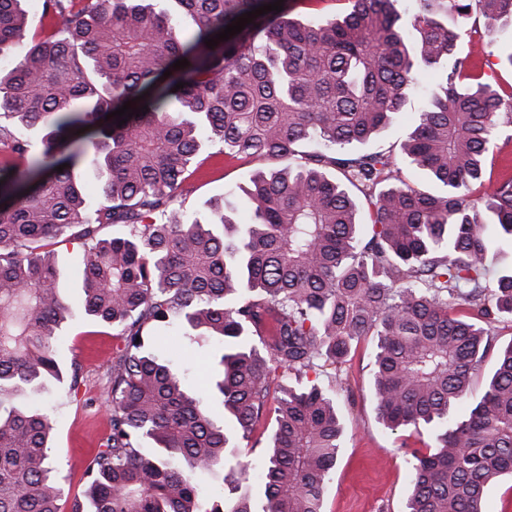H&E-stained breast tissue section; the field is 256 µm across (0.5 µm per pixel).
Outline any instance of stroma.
<instances>
[{
	"label": "stroma",
	"mask_w": 512,
	"mask_h": 512,
	"mask_svg": "<svg viewBox=\"0 0 512 512\" xmlns=\"http://www.w3.org/2000/svg\"><path fill=\"white\" fill-rule=\"evenodd\" d=\"M199 161L197 171L177 189L178 201L205 217L210 201L221 198L235 208L238 222H249L250 213L239 209L228 191L248 186L257 171L268 169V162L229 158L219 143L210 145ZM46 249L58 262L67 294L80 296V240L52 239ZM66 330L58 358L66 370L78 371L80 384L74 390L65 383L51 385L32 404L56 417L50 454L53 474L63 489L60 512H83L88 506L86 465L110 433L107 399L112 362L122 341L112 327L80 316L69 321ZM212 352V343L200 338L186 341L184 350L174 353V360L187 370L190 387H209ZM372 368V342L366 339L342 367L349 391L340 396L338 403L346 422V436L324 489V512H403L411 485L406 460L398 448L404 442L423 452L429 448L428 436L410 430L391 431L379 423L370 385Z\"/></svg>",
	"instance_id": "stroma-1"
}]
</instances>
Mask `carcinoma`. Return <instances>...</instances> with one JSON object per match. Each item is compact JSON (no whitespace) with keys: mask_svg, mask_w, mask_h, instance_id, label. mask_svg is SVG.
Wrapping results in <instances>:
<instances>
[{"mask_svg":"<svg viewBox=\"0 0 512 512\" xmlns=\"http://www.w3.org/2000/svg\"><path fill=\"white\" fill-rule=\"evenodd\" d=\"M24 2L0 0V53L19 54L0 68V145L18 159L0 167V512H59L53 418L23 400L63 381L56 349L77 314L120 329L123 343L111 433L86 467L89 512H323L348 388L307 374L340 371L367 336L379 422L433 440L425 454L402 445L405 512H484L488 488L512 476V342L496 347L486 327L512 318V269L500 265L512 176L479 187L512 125V95L458 40L474 13L470 46L492 45L512 25V0H348L344 15L308 22L284 0L211 49L205 40L274 0H166L160 11L152 0H45L53 23L27 43ZM183 15L195 27L181 28ZM179 59L189 65L172 67ZM415 94L399 154L431 191L392 154L352 151ZM126 101L140 116L100 124ZM17 122L40 128V144L14 136ZM207 142L273 163L239 196L251 223L222 201L205 221L178 203ZM83 167L102 201L87 198ZM69 231L84 245L77 309L43 250ZM153 336L213 340L222 424ZM491 351L483 393L461 414ZM271 400V444L256 462L242 441ZM225 467L241 494L202 510V483Z\"/></svg>","mask_w":512,"mask_h":512,"instance_id":"obj_1","label":"carcinoma"}]
</instances>
